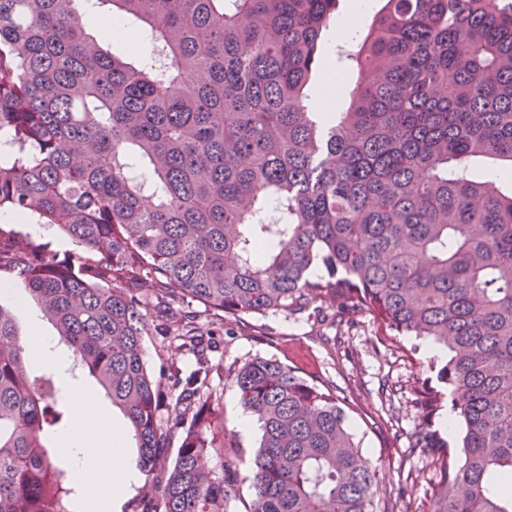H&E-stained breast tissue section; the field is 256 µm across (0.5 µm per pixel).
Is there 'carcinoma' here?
<instances>
[{
	"instance_id": "obj_1",
	"label": "carcinoma",
	"mask_w": 512,
	"mask_h": 512,
	"mask_svg": "<svg viewBox=\"0 0 512 512\" xmlns=\"http://www.w3.org/2000/svg\"><path fill=\"white\" fill-rule=\"evenodd\" d=\"M337 2L0 0V212L100 254L26 237L39 258L12 267L15 287L129 421L139 512H224L237 495L210 369L177 376L171 399L147 370L150 329L209 348L168 298L235 319L319 302L371 316L382 340L446 347L437 385L415 389L413 447L440 472L430 512H512V0H382L365 34ZM106 6L150 37L147 58L87 32ZM332 25L350 91L324 120L306 89ZM32 365L0 306V512H68L47 447L63 395ZM234 383L262 431L248 512H376L378 469L334 386L261 357ZM447 412L452 441L435 428Z\"/></svg>"
}]
</instances>
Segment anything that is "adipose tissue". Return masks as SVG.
Segmentation results:
<instances>
[{
	"label": "adipose tissue",
	"instance_id": "ef3b65f1",
	"mask_svg": "<svg viewBox=\"0 0 512 512\" xmlns=\"http://www.w3.org/2000/svg\"><path fill=\"white\" fill-rule=\"evenodd\" d=\"M71 413L63 451L72 463L81 502L97 512H113L120 495L140 481L123 445V433L78 386L73 389Z\"/></svg>",
	"mask_w": 512,
	"mask_h": 512
}]
</instances>
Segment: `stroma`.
Listing matches in <instances>:
<instances>
[{
    "label": "stroma",
    "mask_w": 512,
    "mask_h": 512,
    "mask_svg": "<svg viewBox=\"0 0 512 512\" xmlns=\"http://www.w3.org/2000/svg\"><path fill=\"white\" fill-rule=\"evenodd\" d=\"M198 324L215 341L208 354L214 368L211 389L215 407L224 417L226 439L232 444L227 455L239 479V494L227 505V512H247L252 497L250 464L261 430L255 422L242 427L246 414L233 376L235 369L256 357L277 358L310 378L329 382L337 396L354 398L350 422L379 469L377 512H427L439 473L427 453L413 447L412 435L418 423L416 382L434 376L430 343L412 337L397 346L380 342L366 314L355 316L351 325L342 328L328 318L282 315L250 317L238 323L203 313ZM143 350L148 370L169 395L174 392L173 373L196 365L195 356L170 337L147 333ZM71 365L68 354L55 362L54 383L66 390L80 385L116 424L126 425L122 412L93 379L72 377Z\"/></svg>",
    "instance_id": "1"
}]
</instances>
